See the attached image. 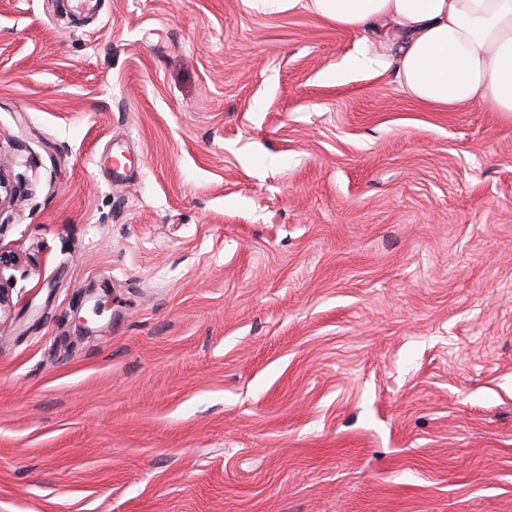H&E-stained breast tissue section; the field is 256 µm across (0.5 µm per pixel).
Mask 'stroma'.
Instances as JSON below:
<instances>
[{
	"label": "stroma",
	"mask_w": 512,
	"mask_h": 512,
	"mask_svg": "<svg viewBox=\"0 0 512 512\" xmlns=\"http://www.w3.org/2000/svg\"><path fill=\"white\" fill-rule=\"evenodd\" d=\"M375 52L0 0V512H512V115ZM22 263V257L5 249L0 243V308L7 303L11 279V277L5 278L3 272L5 269H15Z\"/></svg>",
	"instance_id": "stroma-1"
}]
</instances>
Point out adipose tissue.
<instances>
[{
    "label": "adipose tissue",
    "instance_id": "1",
    "mask_svg": "<svg viewBox=\"0 0 512 512\" xmlns=\"http://www.w3.org/2000/svg\"><path fill=\"white\" fill-rule=\"evenodd\" d=\"M370 34L380 66L436 111L480 104L512 114V0H272Z\"/></svg>",
    "mask_w": 512,
    "mask_h": 512
}]
</instances>
